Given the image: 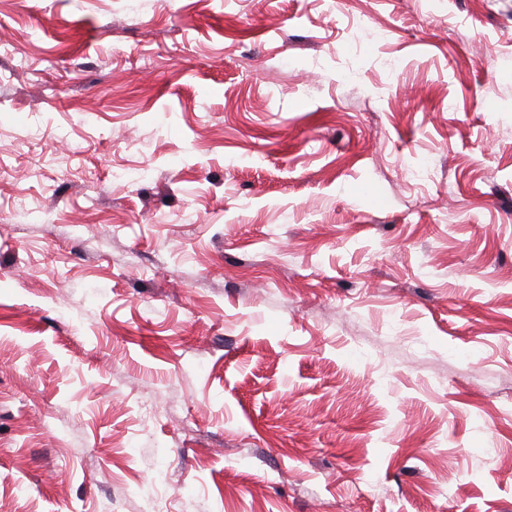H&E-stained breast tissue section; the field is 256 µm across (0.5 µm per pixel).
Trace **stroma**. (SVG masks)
I'll return each instance as SVG.
<instances>
[{
	"mask_svg": "<svg viewBox=\"0 0 512 512\" xmlns=\"http://www.w3.org/2000/svg\"><path fill=\"white\" fill-rule=\"evenodd\" d=\"M0 44V512H512V0Z\"/></svg>",
	"mask_w": 512,
	"mask_h": 512,
	"instance_id": "stroma-1",
	"label": "stroma"
}]
</instances>
